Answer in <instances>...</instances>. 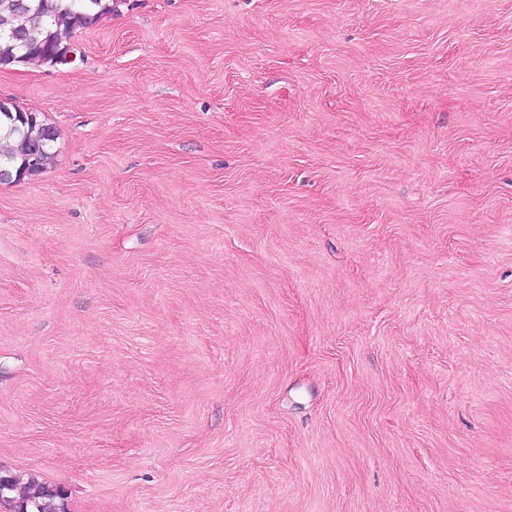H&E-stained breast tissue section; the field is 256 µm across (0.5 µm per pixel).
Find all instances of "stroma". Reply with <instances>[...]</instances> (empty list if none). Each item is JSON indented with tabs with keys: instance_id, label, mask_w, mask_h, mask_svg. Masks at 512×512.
I'll return each instance as SVG.
<instances>
[{
	"instance_id": "obj_1",
	"label": "stroma",
	"mask_w": 512,
	"mask_h": 512,
	"mask_svg": "<svg viewBox=\"0 0 512 512\" xmlns=\"http://www.w3.org/2000/svg\"><path fill=\"white\" fill-rule=\"evenodd\" d=\"M0 68V466L70 512H512V0H119ZM0 104L5 111L0 112V166L16 169L27 157L24 174H27L30 179H34L51 163L54 157V144L58 136L51 126L39 119L37 114L35 119H31L27 115L28 122L23 123L19 118V112L26 114L28 112L15 110L18 108L12 105L13 113L10 114L8 113V103L1 101ZM48 129L53 132L52 136L47 135ZM35 150L40 152L42 170L39 155ZM8 168H0V183L17 180V178L12 180V172Z\"/></svg>"
}]
</instances>
